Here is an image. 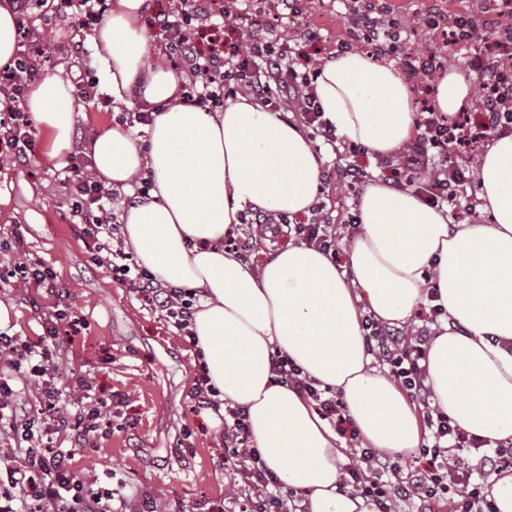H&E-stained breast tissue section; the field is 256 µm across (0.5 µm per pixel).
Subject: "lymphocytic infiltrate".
<instances>
[{
  "label": "lymphocytic infiltrate",
  "mask_w": 512,
  "mask_h": 512,
  "mask_svg": "<svg viewBox=\"0 0 512 512\" xmlns=\"http://www.w3.org/2000/svg\"><path fill=\"white\" fill-rule=\"evenodd\" d=\"M9 3L20 51L14 65L0 68V95L15 101L36 80L40 68L27 49L36 37L31 26L35 0ZM383 11L380 0H352L350 8L352 28L364 30V45L376 56L385 55L387 44L398 38L397 25L385 21ZM491 14L495 22L487 31L467 37L460 33L459 20L449 19L437 2L423 19L426 28L448 33L452 43L465 48L468 70L484 77V120H472L465 112L451 119L423 106L417 138L402 149L392 166L391 178L397 186L430 172L423 191L434 205L455 202L465 180L459 159L491 132L512 127V31L499 25L501 18H512V0H498ZM149 27L162 35L173 67L189 79L184 103L213 109L223 106L226 97L243 94L276 111L298 113L311 138L335 144L336 131L322 121L311 93L319 70L306 48L316 42L315 33L303 30L279 43L263 39L260 21L252 12L242 11L238 0H161L149 17ZM70 161L73 211L95 215L81 229L93 260L107 267L113 281L132 288L152 309L165 313L176 329L187 331L196 291L163 282L138 265L132 253L126 252L121 227L104 204L103 184L87 171L83 156L73 155ZM248 221L271 236L285 231L324 253L336 252L331 225L314 221L284 226L259 208L251 211ZM14 284L53 288L57 282L52 268L18 252L0 264V286ZM41 326L43 334L37 344L0 331V362L6 367L0 372V512H127L126 497H113L80 478L70 454L55 443L56 436L64 433L86 446L91 437L112 426L105 401L90 397L87 381L79 383L82 395L75 410L59 407L55 373L60 333H80L84 323L63 308L44 316ZM364 330L368 353L389 367L391 377L412 399L426 404L432 441L408 463L399 455L353 449L355 462L346 470L347 485L370 500L374 512H393L398 501L416 504L418 512H432L433 504L441 502L451 504L452 512H497L482 483L461 490L442 471L441 459L448 450L466 442L479 449L483 443L466 440L447 414L429 406L426 332L418 331L408 341L399 329L371 318L365 320ZM273 365L282 381L310 399L339 435L355 440V426L336 392L317 389L284 356H274ZM19 369L37 378V404H30L17 389L12 373ZM224 466L241 478L236 494L239 512H302L297 493L282 489L265 468L259 449L251 445L246 415L239 408L229 407L224 413Z\"/></svg>",
  "instance_id": "f902f5d3"
}]
</instances>
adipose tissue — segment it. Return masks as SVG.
I'll return each instance as SVG.
<instances>
[{"instance_id": "ef3b65f1", "label": "adipose tissue", "mask_w": 512, "mask_h": 512, "mask_svg": "<svg viewBox=\"0 0 512 512\" xmlns=\"http://www.w3.org/2000/svg\"><path fill=\"white\" fill-rule=\"evenodd\" d=\"M145 8L146 0H113L93 43L113 102L155 109L149 136L105 127L89 144L91 168L116 190L151 180L147 202L119 216L125 246L158 279L202 289L190 325L195 350L220 401L244 409L266 468L304 493L306 512H370L342 484L344 440L279 379L272 356L286 355L317 388L341 395L361 447L411 452L420 444L416 408L374 367L363 320L404 325L432 299L444 310L426 361L433 405L489 445L511 438L512 132H498L477 162L489 221L451 224L447 209L378 179L357 197L346 264L299 243L253 267L225 250L228 234L255 207L311 214L325 157L300 125L246 96L220 112L184 104L185 75L146 61ZM313 93L323 120L374 158L397 156L415 130L412 88L394 64L362 52L322 63ZM473 106L464 73L449 67L437 79L436 110ZM25 107L46 161L63 164L79 109L71 83L43 78Z\"/></svg>"}]
</instances>
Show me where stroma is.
I'll return each instance as SVG.
<instances>
[{
	"instance_id": "obj_1",
	"label": "stroma",
	"mask_w": 512,
	"mask_h": 512,
	"mask_svg": "<svg viewBox=\"0 0 512 512\" xmlns=\"http://www.w3.org/2000/svg\"><path fill=\"white\" fill-rule=\"evenodd\" d=\"M312 15L319 22L317 60L351 49L347 34L348 0H314ZM32 24L46 45L42 76L82 79L75 95L81 105L74 130V153L86 151L99 130L140 104H116L98 76L91 45L93 29H85L82 55L70 51L73 32L66 21L52 17L50 4L37 7ZM35 150L26 161L0 154V244L22 233V250L28 258L53 268L59 292L16 286L0 289V304L8 312L0 330L36 338L39 313L67 305L82 315L87 329L59 355L55 376L62 400L73 406L71 389L87 380L96 394L108 398L119 393L113 405V428L97 438L96 449L74 448V465L80 476L96 486L126 495L131 506L152 498L159 512H234L238 479L224 468V420L211 408H197L193 399L196 352L184 336L133 292L113 282L106 267L89 258L78 235L84 216L71 210L66 167L43 163V135H36ZM322 218L336 230V261L344 263L350 219L356 213L359 186L343 179L341 168L352 161L343 150L322 145ZM367 178L386 179L384 161L365 155L354 159Z\"/></svg>"
}]
</instances>
